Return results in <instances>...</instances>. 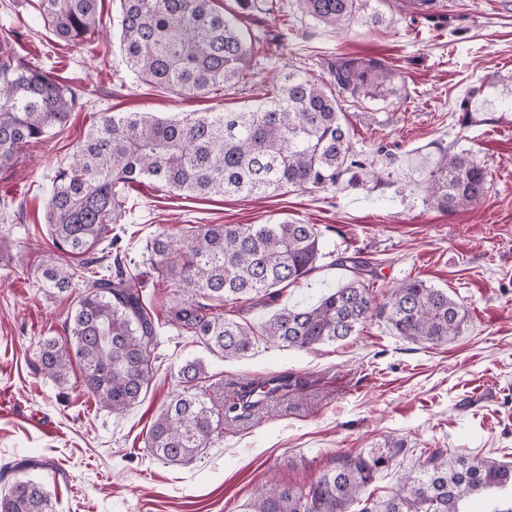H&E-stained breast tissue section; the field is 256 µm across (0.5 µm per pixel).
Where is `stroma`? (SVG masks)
<instances>
[{"instance_id":"35a3bbf8","label":"stroma","mask_w":512,"mask_h":512,"mask_svg":"<svg viewBox=\"0 0 512 512\" xmlns=\"http://www.w3.org/2000/svg\"><path fill=\"white\" fill-rule=\"evenodd\" d=\"M243 12L252 31L282 35L263 73L218 94L189 95L141 83L120 46V0H102L104 34L80 45L45 27L32 0H0V32L19 38L31 66L83 87L82 109L46 143L24 148L0 168V231L15 245L0 256V491L16 460H38L31 478L45 483L58 512H242L266 482L314 481L346 453L394 449L389 469L368 487L387 497L434 451L512 462V119L463 129L456 106L480 79L512 74V0H382L386 22H354L334 32L288 0H256ZM382 59L395 74L382 95L339 98L357 150L376 167L395 163L390 179L357 187L291 191L255 200L178 196L146 180L133 184L122 245L140 259L147 238L198 224L318 225L323 257L276 299L243 304L238 319L257 324L281 308L315 303L344 284L341 253L358 255L375 305L410 279L447 289L468 312L463 333L440 344L395 336L380 313L354 336L298 350L269 342L221 359L169 326L154 350L156 373L146 394L122 414L83 395L80 374L56 386L37 368L38 341L63 335L71 297L44 289L46 208L52 178L103 112H145L179 120L236 109L263 95L266 77L296 65L329 80L336 57ZM453 146L483 164L487 193L453 212L430 206L420 161L436 162ZM200 359L218 375L225 400L241 382L270 373L291 379L278 396L225 423L223 438L193 460L170 465L150 456L147 430L174 387L179 366Z\"/></svg>"}]
</instances>
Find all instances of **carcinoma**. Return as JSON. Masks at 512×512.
<instances>
[{"instance_id": "cac0c4a2", "label": "carcinoma", "mask_w": 512, "mask_h": 512, "mask_svg": "<svg viewBox=\"0 0 512 512\" xmlns=\"http://www.w3.org/2000/svg\"><path fill=\"white\" fill-rule=\"evenodd\" d=\"M319 24L341 30L360 20L384 22L371 0H295ZM44 25L80 44L100 32L98 0H38ZM126 66L144 84L206 95L256 76L257 57L270 41L242 27L240 13L216 0H121L118 17ZM334 84L351 97L393 80L378 59L339 58L330 65ZM272 93L240 109L162 120L144 112H103L57 170L47 224L52 254L41 268L43 286L84 292L65 322L66 336L40 342L38 365L57 385L81 367L82 392L99 408L121 414L140 401L153 380L161 323L146 307L140 274L120 249L119 225L129 204L128 187L154 179L188 197L265 198L288 190L360 186L374 161L360 158L342 120V104L326 82L300 70L281 71ZM507 97L512 77L488 76L459 104L458 123L500 120L495 109ZM79 106L73 87L17 57L10 34L0 36V167L25 147L45 142ZM429 204L455 211L485 195L486 169L472 157L443 151L424 171ZM315 224L288 219L275 224H203L165 231L146 243L155 281L170 289L165 324L198 339L223 358L247 354L261 336L288 347L311 348L342 341L372 315L368 288L353 276L307 307H284L260 327L226 316L237 302H260L307 276L321 254ZM383 313L395 335L445 343L464 330L465 307L441 288L412 279L392 289ZM226 403L215 394L206 365L188 360L175 389L145 437L151 456L181 464L224 434L249 399ZM392 464L388 451L346 456L308 486L270 484L244 512H350L378 474ZM512 491V464L435 452L403 489L361 512H464L474 495ZM0 512H56L44 483L17 478L0 495Z\"/></svg>"}]
</instances>
